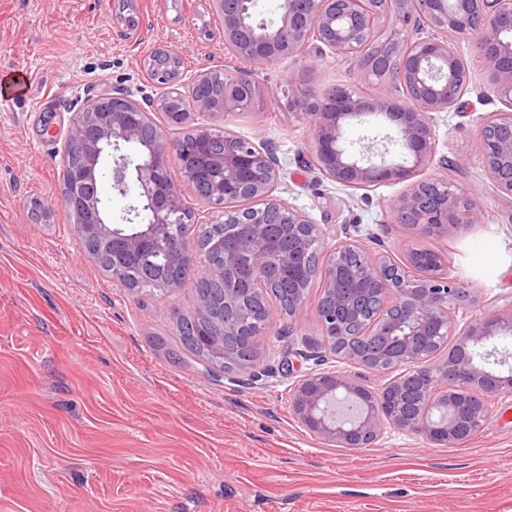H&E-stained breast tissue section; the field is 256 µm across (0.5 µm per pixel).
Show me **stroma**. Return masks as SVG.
Segmentation results:
<instances>
[{
    "instance_id": "stroma-1",
    "label": "stroma",
    "mask_w": 512,
    "mask_h": 512,
    "mask_svg": "<svg viewBox=\"0 0 512 512\" xmlns=\"http://www.w3.org/2000/svg\"><path fill=\"white\" fill-rule=\"evenodd\" d=\"M160 45L181 57L186 86L204 71L247 67L225 48L212 0H0V512H512V398L492 400L483 428L446 446L395 436L337 448L297 422L288 390L319 339L322 279L296 318L259 336L251 369L225 372L185 350L168 354L193 280L136 294L87 254L60 200L70 119L115 89L154 111L164 87L143 60ZM451 46L470 77L459 109L433 121L449 164L428 173L477 202L481 221L447 234L395 223L402 185L351 190L315 164L310 123L289 99L299 86L373 93L355 60L281 59L254 72L264 111H196L190 122L269 143L278 195L327 237L397 259L413 244L440 252L481 306L507 310L512 196L490 178L478 137L501 104L471 37ZM36 200L50 218L33 214ZM253 370L264 383L250 382Z\"/></svg>"
}]
</instances>
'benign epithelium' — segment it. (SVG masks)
Wrapping results in <instances>:
<instances>
[{"mask_svg": "<svg viewBox=\"0 0 512 512\" xmlns=\"http://www.w3.org/2000/svg\"><path fill=\"white\" fill-rule=\"evenodd\" d=\"M232 54L254 67L307 52L309 41L318 51L354 58L375 40L382 42L388 62L396 65L407 104L397 105L385 89L365 97L340 87L322 96L304 91L292 99L297 114L313 125L314 160L332 181L352 189L379 184H407L398 196L397 223L417 233H448L461 227L467 208L469 223L480 219L476 202L434 177L416 179L434 161L437 139L434 114L448 112L459 102L469 68L448 44L458 30L477 36L474 56L487 67L489 81L505 105L483 122L479 137L491 179L512 196V3L509 0H280L274 20L257 18L253 0H213ZM176 53L159 46L148 70L168 90L156 110L183 107L199 112H240L253 96L239 75L224 77L220 104L194 94L205 84L200 73L193 88L175 87L162 60ZM88 116L76 114L64 144L66 174L61 202L75 216L81 236H95L112 247V281L127 287L133 262L150 255L157 266L191 271L203 258L201 277L221 292L224 337L219 348L224 365L235 362V339L249 328L261 335L278 318L296 316L306 301V289L288 280V311L270 305V276L301 267L321 275L326 295L317 306L322 351L314 367L289 389V407L310 433L339 448H371L392 433L414 434L435 445L460 442L478 432L488 412V399L512 398V368L504 376L487 366L506 363L495 338L512 337V313L484 309L466 321L459 313L477 300L443 272L444 258L411 246L403 260L348 237L334 244L324 265H311L325 253L319 225L288 206L277 195L278 161L262 142L224 132V153L207 149L204 162L188 169L181 146L167 133L169 123L157 122L126 90H115L89 103ZM378 113L395 128L405 161L375 163L374 146L354 152L344 140L348 122ZM125 145L137 148L123 154ZM177 165L184 183L214 209L224 210L232 230L213 235L207 247L197 238H176L179 224L198 223L185 202L182 184L171 177ZM108 178L132 203L112 222V211L100 198L99 185ZM219 253L218 264L206 255ZM365 335L381 336L372 346L344 353L339 338L359 321ZM334 363H354L387 377L377 390L358 376L336 369Z\"/></svg>", "mask_w": 512, "mask_h": 512, "instance_id": "obj_1", "label": "benign epithelium"}]
</instances>
